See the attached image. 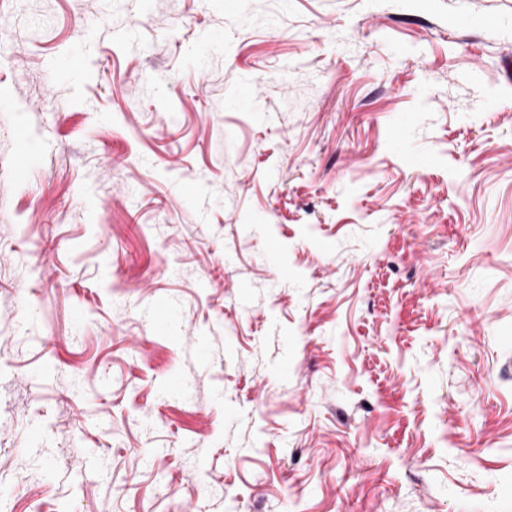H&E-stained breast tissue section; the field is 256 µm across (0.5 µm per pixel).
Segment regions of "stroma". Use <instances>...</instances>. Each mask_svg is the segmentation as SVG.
Here are the masks:
<instances>
[{"label":"stroma","instance_id":"35a3bbf8","mask_svg":"<svg viewBox=\"0 0 512 512\" xmlns=\"http://www.w3.org/2000/svg\"><path fill=\"white\" fill-rule=\"evenodd\" d=\"M509 55L512 0H0V512H512Z\"/></svg>","mask_w":512,"mask_h":512}]
</instances>
